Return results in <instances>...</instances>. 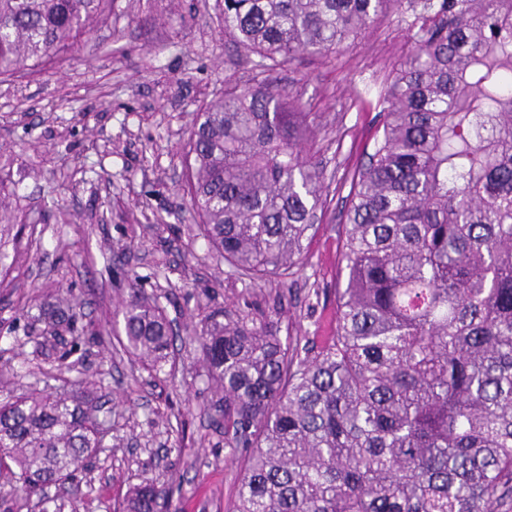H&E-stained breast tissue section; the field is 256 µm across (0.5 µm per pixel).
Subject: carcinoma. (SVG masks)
<instances>
[{"instance_id": "carcinoma-1", "label": "carcinoma", "mask_w": 512, "mask_h": 512, "mask_svg": "<svg viewBox=\"0 0 512 512\" xmlns=\"http://www.w3.org/2000/svg\"><path fill=\"white\" fill-rule=\"evenodd\" d=\"M116 0H0V77L74 56ZM246 75L199 113L184 192L211 250L252 281L304 264L325 180L302 141L308 113L262 78L329 59L396 14L412 41L378 96L353 179L321 347L246 312L193 326L224 395V442L246 457L232 512H512V0H224ZM126 347L150 372L176 340L130 283ZM34 353L82 339L63 297ZM77 379L0 403V480L27 494L91 469L109 421ZM157 486L123 512H155Z\"/></svg>"}]
</instances>
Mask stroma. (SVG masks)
<instances>
[{
  "mask_svg": "<svg viewBox=\"0 0 512 512\" xmlns=\"http://www.w3.org/2000/svg\"><path fill=\"white\" fill-rule=\"evenodd\" d=\"M410 50L395 17L329 63L304 56L270 80L309 115L304 142L325 180L307 259L285 280L239 278L210 251L182 186L198 112L242 76L216 0H117L78 58L0 83V189L13 195V231L31 243L0 289V367L15 393L42 385L33 354L37 316L69 290L88 342L84 375L102 385L112 430L79 485L50 489L80 512H117L129 487L166 486L170 512H231L244 449L224 446L216 395L194 346L175 343L160 373L122 341L130 278L186 326L214 309L251 310L280 336L322 342L345 279L339 245L352 175L377 127V98Z\"/></svg>",
  "mask_w": 512,
  "mask_h": 512,
  "instance_id": "1",
  "label": "stroma"
}]
</instances>
